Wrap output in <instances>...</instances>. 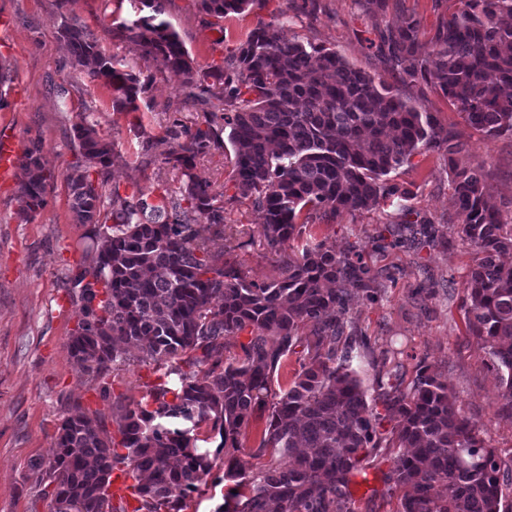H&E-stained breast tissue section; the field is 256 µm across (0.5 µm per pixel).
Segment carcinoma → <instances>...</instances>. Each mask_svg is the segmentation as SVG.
Here are the masks:
<instances>
[{
    "label": "carcinoma",
    "mask_w": 512,
    "mask_h": 512,
    "mask_svg": "<svg viewBox=\"0 0 512 512\" xmlns=\"http://www.w3.org/2000/svg\"><path fill=\"white\" fill-rule=\"evenodd\" d=\"M135 17L114 36L136 44L143 60L210 107L204 126L175 119L160 145L161 162L179 182L172 195L157 180L158 203L138 187L122 196L109 187L119 155L96 124L73 127L82 161L65 176L75 224L95 228V253L70 278L69 296L81 317L67 338L76 364L103 375L128 360L135 345L159 382L140 400L112 404L119 438L101 419L81 412L61 420L45 468L54 512H125L112 502L114 471L134 480V512H185L213 470L234 485L216 512H355L353 487L368 481L362 462L378 448H397L382 481L399 491L398 512H500V466L495 450L457 407L448 383L419 367L407 392L379 394L385 413L369 404L354 367L366 338L346 333L360 300L375 302L378 272L363 251L338 253L324 242L300 241L312 219L334 221L371 211L411 191L385 176L415 154L442 151L458 214L462 244L480 254L462 283L465 324L488 351L501 386L500 411L512 415V216L486 198L484 165L464 160L465 145L431 112L418 111L392 87L352 67L336 50L305 45L283 27L253 29L224 66L202 70L171 24L166 0H133ZM257 0H199L201 11L223 18ZM373 21L389 0H363ZM430 40L431 63L417 52L419 24L374 26L375 47L399 80L434 89L460 109L464 122L492 140L512 136V0H458ZM61 36L72 65L113 92V105L138 110L153 75L117 67L94 33L64 19ZM233 147L229 179L262 213L260 243L291 250L268 281L248 279L243 265L214 255L195 225L227 240L224 194L196 172L197 160ZM18 216L28 222L46 205L53 173L42 144L27 147ZM250 339L231 352V339ZM301 348L299 369L285 389H272L278 367ZM256 411L268 412L257 454L278 458L247 472L235 453ZM395 422L382 437L383 417ZM220 438L198 444L202 427ZM445 487V493L436 491Z\"/></svg>",
    "instance_id": "cac0c4a2"
}]
</instances>
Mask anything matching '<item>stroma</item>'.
Instances as JSON below:
<instances>
[{"mask_svg":"<svg viewBox=\"0 0 512 512\" xmlns=\"http://www.w3.org/2000/svg\"><path fill=\"white\" fill-rule=\"evenodd\" d=\"M455 6V0H390L384 21L416 19L424 55ZM2 13L11 24L0 30V43H8L12 51L0 54V68L9 70L12 80L0 87V130L13 135L22 149L41 140L54 178L45 207L26 223L18 217L16 192L0 193V512H52L44 496L45 473L31 462L48 458L61 415L78 409L95 413L109 433H116L113 398L139 400L145 384L156 380L134 347L128 362L105 376L80 368L67 352L66 338L80 317L79 304L68 296L69 277L91 244L90 226L72 221L64 182L80 159L72 129L85 115L97 123L119 155L112 183L124 194L137 187L148 190L154 203L158 197L151 187L170 172L144 151L143 135L163 136L176 119L188 125L202 121L205 109L180 78L159 73L141 95L137 115L131 116L116 110L109 88L88 82L83 71L72 68L60 35L66 16L89 27L120 68L146 73L139 47L112 33L113 26L133 16L129 0H0ZM164 18L202 69L223 65L261 22L283 25L287 37L296 41L336 49L354 68L382 77L418 109L434 113L444 128L458 132L471 162L485 166L490 201L512 215V136L486 139L464 123L457 106L441 93L421 95L398 82L368 44L372 21L358 0H256L248 10L221 19L205 15L197 0H170ZM232 156L228 147L212 152L199 160L196 172L223 194L228 223L254 228L262 217L229 179ZM389 178L412 190L408 207L418 220L438 227L444 242L402 237L395 204L310 222L305 235L339 251L360 246L367 262L387 276L381 300L359 304L356 328L370 336L373 358L400 361L392 382L401 390L410 389L421 364L447 382L462 414L495 449L501 468L500 512H512V416L500 412L498 377L485 348L464 324L461 284L475 255L457 235L461 219L448 158L437 152L413 156ZM380 235L390 246L377 251L373 245ZM104 387L110 390L106 399L100 395ZM389 454L383 448L371 457L368 484L354 489L356 512H396L398 495L386 491L381 480L391 467Z\"/></svg>","mask_w":512,"mask_h":512,"instance_id":"35a3bbf8","label":"stroma"}]
</instances>
